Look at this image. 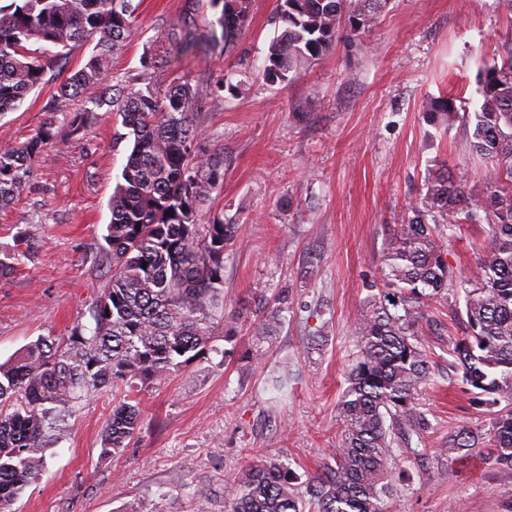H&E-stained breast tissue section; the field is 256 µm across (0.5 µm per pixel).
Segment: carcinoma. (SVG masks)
Listing matches in <instances>:
<instances>
[{"mask_svg":"<svg viewBox=\"0 0 512 512\" xmlns=\"http://www.w3.org/2000/svg\"><path fill=\"white\" fill-rule=\"evenodd\" d=\"M387 0H279L273 38L262 69L271 84L294 82L329 53L339 32L353 41L369 28ZM231 47L242 34L251 0H210ZM133 0H9L0 5V113L16 109L47 71L89 41L93 52L57 87V97L81 98L92 107L73 114L78 131L105 110L121 117L132 148L110 198L106 256L112 275L96 294L94 326L76 324L66 336H40L7 364H0V512L38 476L42 450L62 438L57 423L76 412L92 390L116 392L133 381H160L208 351L224 310V253L237 225L204 206L224 183V156L203 150L195 92L179 83L160 92L141 78L135 89L109 78L114 53L132 32ZM481 97L474 112L472 153L486 162L484 187L436 162L411 216L386 247L384 293L360 314L355 362L337 410L343 424L333 463L306 488L283 461L246 465L225 490V512H385L395 459L392 434L429 428L415 402L429 378L430 354L419 339L425 304L448 290L453 270L438 232H456L483 219L481 278L462 280L466 332L456 341L450 366L488 409V429L461 428L450 435L463 461L512 475V50L477 74ZM55 121L17 147L0 149V207L13 200L31 168L56 143ZM291 290L253 296L256 344L276 335ZM141 403L115 401L102 454L129 447L140 426Z\"/></svg>","mask_w":512,"mask_h":512,"instance_id":"obj_1","label":"carcinoma"}]
</instances>
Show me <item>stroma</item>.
Wrapping results in <instances>:
<instances>
[{"label": "stroma", "mask_w": 512, "mask_h": 512, "mask_svg": "<svg viewBox=\"0 0 512 512\" xmlns=\"http://www.w3.org/2000/svg\"><path fill=\"white\" fill-rule=\"evenodd\" d=\"M276 10L277 0H252L228 52L205 38L217 17L208 0H141L110 74L131 80L148 61L156 88H195L205 145L224 152V184L209 208L235 221L240 240L224 255V310L285 285L294 306L284 326L261 357L247 359L254 341L236 323L234 352L216 336L212 352L143 386L141 429L120 455L101 451L112 392L92 393L62 441L44 450L38 480L12 512H224L228 482L262 456L281 457L305 484L338 445L336 404L354 363L355 317L376 292L395 224L434 161L447 160L482 190L485 163L469 148L470 117L479 65L512 45V13L500 0H389L360 41L338 40L288 85L258 76ZM190 32L198 37L192 52L170 55ZM92 51L75 50L18 109L0 115V149L50 118L61 140L0 209V260L9 261L20 234L33 244L28 259L0 275L1 363L37 337L92 325L94 295L112 274L103 252L109 199L131 142L120 119L103 112L73 131L80 103L56 96ZM225 76L231 88L216 89ZM442 95L456 99L448 121L429 114ZM485 230L468 224L443 237L458 276L477 279ZM421 332L432 369L417 403L433 427L422 454L404 448L393 463L388 512H512V480L462 464L449 448L450 429L489 421L448 368L463 332L453 302L430 301Z\"/></svg>", "instance_id": "1"}]
</instances>
